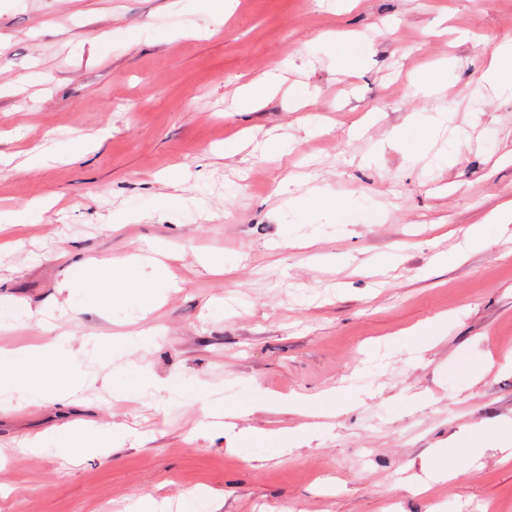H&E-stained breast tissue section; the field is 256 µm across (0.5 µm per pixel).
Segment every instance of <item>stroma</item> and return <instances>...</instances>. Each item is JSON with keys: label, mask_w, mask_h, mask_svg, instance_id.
<instances>
[{"label": "stroma", "mask_w": 512, "mask_h": 512, "mask_svg": "<svg viewBox=\"0 0 512 512\" xmlns=\"http://www.w3.org/2000/svg\"><path fill=\"white\" fill-rule=\"evenodd\" d=\"M221 5L0 0V212L47 203L0 251V299L28 315L0 350L62 334L94 372L73 406L0 411V512H512V222L463 248L512 202V91L468 96L512 44V0H234L212 24ZM275 67L278 92L239 109ZM429 72L437 93L413 94ZM439 112L412 160L415 119ZM274 138L287 155L263 153ZM154 241L180 287L92 311L83 263ZM136 329L157 339L136 362L176 391L130 398L133 374L99 364ZM324 393L343 409L288 404ZM216 411L233 427L214 439ZM64 423L115 438L70 463ZM483 428L478 459L448 444ZM452 461L464 480L428 479Z\"/></svg>", "instance_id": "35a3bbf8"}]
</instances>
